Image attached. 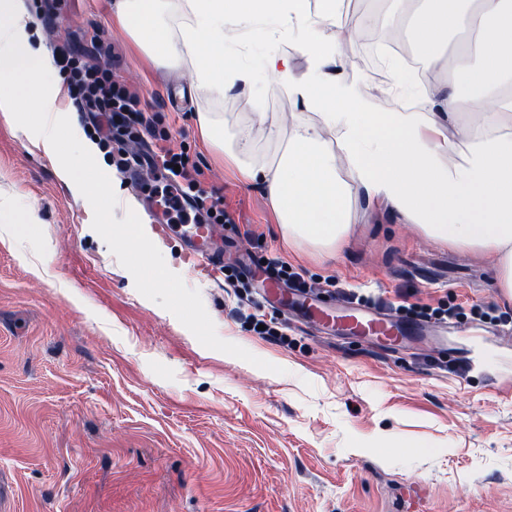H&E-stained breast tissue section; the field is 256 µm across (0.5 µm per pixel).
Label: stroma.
<instances>
[{
  "label": "stroma",
  "instance_id": "stroma-1",
  "mask_svg": "<svg viewBox=\"0 0 512 512\" xmlns=\"http://www.w3.org/2000/svg\"><path fill=\"white\" fill-rule=\"evenodd\" d=\"M112 2L60 0L46 23L40 0H26L31 38L49 50L109 46L156 133L223 195L231 221L214 234L225 265L274 253L323 298L357 294L392 312L404 298L440 305L456 331L397 350L327 335L162 237L165 262L200 292L219 337L281 371L205 348L136 290L56 159L0 118V512H512V302L490 259L385 214L330 258L288 243L263 189L240 183L199 134L201 112L238 114L245 133L244 98L214 95L188 62L154 63ZM266 51L240 59L269 111L284 113L287 95L260 68ZM112 177L152 224L155 173ZM253 313L276 335H258Z\"/></svg>",
  "mask_w": 512,
  "mask_h": 512
}]
</instances>
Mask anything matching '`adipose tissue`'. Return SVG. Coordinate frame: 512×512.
Returning a JSON list of instances; mask_svg holds the SVG:
<instances>
[{
    "label": "adipose tissue",
    "mask_w": 512,
    "mask_h": 512,
    "mask_svg": "<svg viewBox=\"0 0 512 512\" xmlns=\"http://www.w3.org/2000/svg\"><path fill=\"white\" fill-rule=\"evenodd\" d=\"M394 26L414 48L410 66L391 62L402 105L376 112L360 86L344 81L368 18L347 24L343 0H183L188 22L170 33L158 0H114L112 11L154 57L191 62L217 95L248 96L253 129L282 144L268 159L248 139H228L206 113L201 136L223 150L239 179L262 186L282 236L331 255L359 224L383 212L421 237L494 260V283L512 301V0H400ZM24 0H0V114L12 118L19 92L54 69L33 45ZM464 34L451 81L441 48ZM297 44L307 69L269 52L294 110L288 120L261 111L252 67L221 63L224 51L269 35Z\"/></svg>",
    "instance_id": "ef3b65f1"
}]
</instances>
